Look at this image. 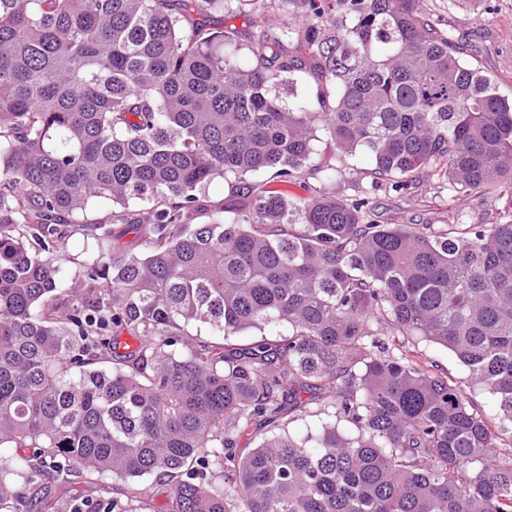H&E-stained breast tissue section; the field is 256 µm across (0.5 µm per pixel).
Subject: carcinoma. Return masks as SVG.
Returning <instances> with one entry per match:
<instances>
[{"label": "carcinoma", "instance_id": "obj_1", "mask_svg": "<svg viewBox=\"0 0 512 512\" xmlns=\"http://www.w3.org/2000/svg\"><path fill=\"white\" fill-rule=\"evenodd\" d=\"M233 2L0 0V506L84 512L79 480L155 512L154 477L167 512H512V99L422 0H284L245 43L204 21ZM322 131L323 187L289 194ZM358 152L400 194L435 170L506 207L380 224L330 189ZM228 175L238 219L190 223ZM418 349L427 358L435 361L456 379L466 381L467 372L461 366L453 353L440 345L427 341H420L418 344Z\"/></svg>", "mask_w": 512, "mask_h": 512}]
</instances>
